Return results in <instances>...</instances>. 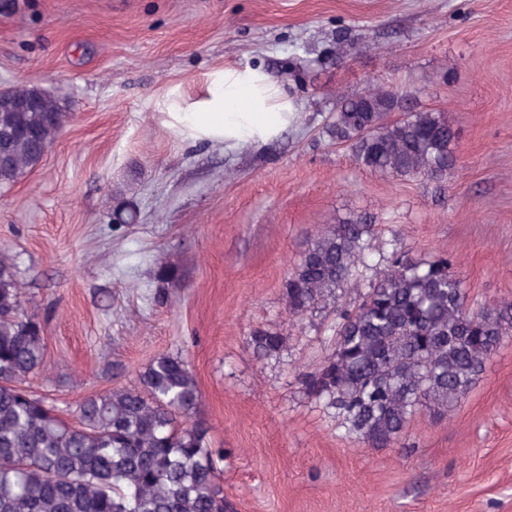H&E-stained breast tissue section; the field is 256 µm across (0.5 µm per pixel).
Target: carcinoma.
Returning a JSON list of instances; mask_svg holds the SVG:
<instances>
[{"instance_id": "carcinoma-1", "label": "carcinoma", "mask_w": 512, "mask_h": 512, "mask_svg": "<svg viewBox=\"0 0 512 512\" xmlns=\"http://www.w3.org/2000/svg\"><path fill=\"white\" fill-rule=\"evenodd\" d=\"M68 119L34 86L0 91V186L33 168ZM326 133L351 148L359 168L384 177L441 181L458 163L452 122L407 107L390 86L339 97ZM377 230L357 214L308 236L285 298L293 316L325 306L336 315L332 351L298 375L303 393L344 436L390 448L416 417H447L476 385L512 336V301L475 312L447 253L400 251L380 255L385 266L359 300L342 302L371 268ZM284 343L266 330L247 337L259 359ZM45 351L43 325L24 311L14 264L0 252V512H228L222 452L199 415L200 386L183 355L157 356L134 384L87 397L69 423L26 387Z\"/></svg>"}]
</instances>
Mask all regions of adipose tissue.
I'll use <instances>...</instances> for the list:
<instances>
[{"instance_id": "obj_1", "label": "adipose tissue", "mask_w": 512, "mask_h": 512, "mask_svg": "<svg viewBox=\"0 0 512 512\" xmlns=\"http://www.w3.org/2000/svg\"><path fill=\"white\" fill-rule=\"evenodd\" d=\"M295 117V105L281 87L248 66L225 68L199 100L169 115L184 139L240 149L275 139Z\"/></svg>"}]
</instances>
